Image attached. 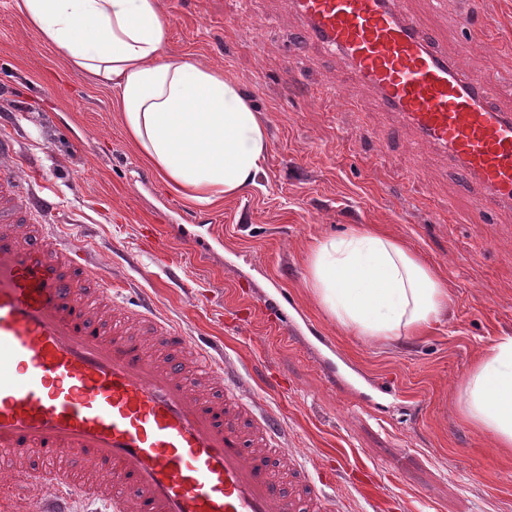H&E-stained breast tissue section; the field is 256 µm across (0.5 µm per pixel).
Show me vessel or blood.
I'll list each match as a JSON object with an SVG mask.
<instances>
[{
    "instance_id": "vessel-or-blood-1",
    "label": "vessel or blood",
    "mask_w": 512,
    "mask_h": 512,
    "mask_svg": "<svg viewBox=\"0 0 512 512\" xmlns=\"http://www.w3.org/2000/svg\"><path fill=\"white\" fill-rule=\"evenodd\" d=\"M306 40L341 57L357 83L447 152L478 188L480 209L512 203V113L488 78L464 70L397 0H290ZM0 137V451L42 458L54 493L39 512L74 500L107 512H326L335 481L314 476L288 445V426L244 400L243 382L214 348L173 329L153 299L132 309L172 352L153 360L140 339L106 335L92 309L112 301L77 288L99 275L68 236L23 233L19 213H49L17 196Z\"/></svg>"
}]
</instances>
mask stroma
<instances>
[{
    "label": "stroma",
    "mask_w": 512,
    "mask_h": 512,
    "mask_svg": "<svg viewBox=\"0 0 512 512\" xmlns=\"http://www.w3.org/2000/svg\"><path fill=\"white\" fill-rule=\"evenodd\" d=\"M166 49L223 69L269 138L257 185L213 207L188 204L130 141L109 90L71 70L0 0V113L19 158L51 189L45 216L100 260L115 310L152 296L174 328L221 346L247 395L281 413L310 469L376 473L371 499L341 483L347 512H512V452L464 423L461 382L512 335V210L473 211L475 187L447 155L417 154L415 131L368 88L322 94L345 61L300 42L288 0H161ZM450 55L492 78L512 111V0H403ZM477 17L457 28L460 8ZM191 215L182 232L168 220ZM376 226L438 269L449 315L424 336L367 341L326 317L308 288L313 239ZM324 339L314 340L311 329ZM349 382L336 387L323 367Z\"/></svg>",
    "instance_id": "35a3bbf8"
}]
</instances>
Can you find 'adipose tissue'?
<instances>
[{
    "label": "adipose tissue",
    "instance_id": "obj_1",
    "mask_svg": "<svg viewBox=\"0 0 512 512\" xmlns=\"http://www.w3.org/2000/svg\"><path fill=\"white\" fill-rule=\"evenodd\" d=\"M67 64L110 89L141 155L186 200L213 206L254 185L265 127L222 70L166 50L160 0H13ZM306 286L325 315L371 340L423 334L448 306L437 270L375 229L312 244ZM459 413L512 450V336L498 337L460 386Z\"/></svg>",
    "mask_w": 512,
    "mask_h": 512
}]
</instances>
